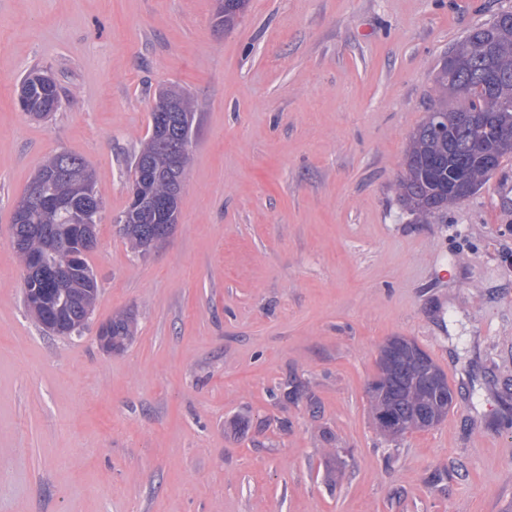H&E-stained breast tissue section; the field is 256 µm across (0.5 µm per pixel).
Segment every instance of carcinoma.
Masks as SVG:
<instances>
[{"label": "carcinoma", "instance_id": "obj_1", "mask_svg": "<svg viewBox=\"0 0 512 512\" xmlns=\"http://www.w3.org/2000/svg\"><path fill=\"white\" fill-rule=\"evenodd\" d=\"M247 4L248 0H218L219 24L226 30L234 28ZM435 83L438 99L428 111L441 114L442 130H436L431 120L412 132L397 182L400 205L418 222L457 203L456 195L448 191L449 170H469V193L481 188L490 176L482 164L483 155L501 135L512 133V12L495 15L450 48ZM23 84L18 103L30 117L43 120L58 109L51 86L28 77ZM158 98L165 100L173 122L192 137L200 123L195 100L178 85L160 90ZM190 161V152L169 148L167 128L150 112L147 137L131 158L129 178L147 183L156 196L173 198V205L170 213L159 212L149 201L135 211L125 208L129 218L118 233L132 254L140 256L151 248V227L166 224L174 229ZM52 170L58 175L48 186L47 206H32L27 223L12 224V232L22 239L15 251L22 264L23 304L48 332L55 323L79 329L92 314L98 294L96 278L78 249L85 235L96 236L97 223H86L80 207L84 192L96 194L94 172L82 157L60 151L45 161L30 183ZM105 328L114 353L125 351L136 340L137 321L129 312L115 314ZM379 370L369 397L381 434L399 436L386 428V417L411 423L431 405L437 407L439 418L448 414L452 392L445 379L433 383L431 373L440 369L430 356L414 358L394 337L380 350ZM277 392L286 403L304 400L310 409L316 408L306 385L295 376L282 379Z\"/></svg>", "mask_w": 512, "mask_h": 512}]
</instances>
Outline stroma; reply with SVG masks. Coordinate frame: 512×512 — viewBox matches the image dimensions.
Instances as JSON below:
<instances>
[{
    "instance_id": "1",
    "label": "stroma",
    "mask_w": 512,
    "mask_h": 512,
    "mask_svg": "<svg viewBox=\"0 0 512 512\" xmlns=\"http://www.w3.org/2000/svg\"><path fill=\"white\" fill-rule=\"evenodd\" d=\"M216 9L0 0V512H512V155L429 222L396 198L449 47L512 0H249L228 31ZM39 70L64 93L45 120L17 103ZM172 83L200 128L178 223L136 256L112 219ZM64 150L104 205L98 300L71 336L27 315L9 243ZM121 311L137 338L105 352ZM393 336L455 393L394 439L368 393ZM290 374L316 409L271 397ZM236 414L253 425L234 436Z\"/></svg>"
}]
</instances>
